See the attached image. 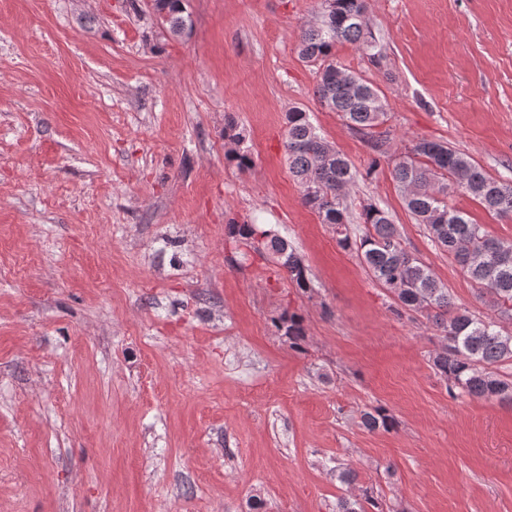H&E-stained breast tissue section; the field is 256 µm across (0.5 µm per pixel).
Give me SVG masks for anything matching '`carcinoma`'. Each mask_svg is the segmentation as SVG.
Instances as JSON below:
<instances>
[{"mask_svg": "<svg viewBox=\"0 0 512 512\" xmlns=\"http://www.w3.org/2000/svg\"><path fill=\"white\" fill-rule=\"evenodd\" d=\"M153 10L168 25L169 36L183 38L192 27L185 0H152ZM367 0H334L333 8L318 6L314 21L302 30L300 58L317 66L314 94L319 104L338 114L359 133L372 158L364 176L372 177L381 162L391 166L393 180L403 189L406 210L425 226L430 240L467 271L478 287L479 298L493 312L484 318L456 306L432 269L402 246L398 225L377 203L361 205L364 232L352 233L345 198L358 171L314 126L310 115L295 108L286 114L284 149L288 169L301 188V201L336 232V245L356 254L371 277L394 299V313L427 314L444 345L433 357L437 373L448 381L450 393L496 397L512 403V376L494 371L512 363V332L501 322L512 319V242L492 235L483 224L448 206V195L463 192L499 217L512 215V179L493 176L469 155L445 143L418 139L392 149L385 103L379 90L362 76L336 61L338 43L354 45L371 63L381 58L369 27ZM244 129L229 119L224 123L225 160L239 168L253 163L243 147ZM229 236L261 257H269L303 293L313 290L307 266L288 240L265 224H232ZM263 237L255 244L257 237ZM279 335L291 347L302 348L306 331L302 316L289 310L276 320ZM368 431L389 432L397 426L383 407L361 413ZM336 512H385L373 493L361 498H340Z\"/></svg>", "mask_w": 512, "mask_h": 512, "instance_id": "carcinoma-1", "label": "carcinoma"}]
</instances>
